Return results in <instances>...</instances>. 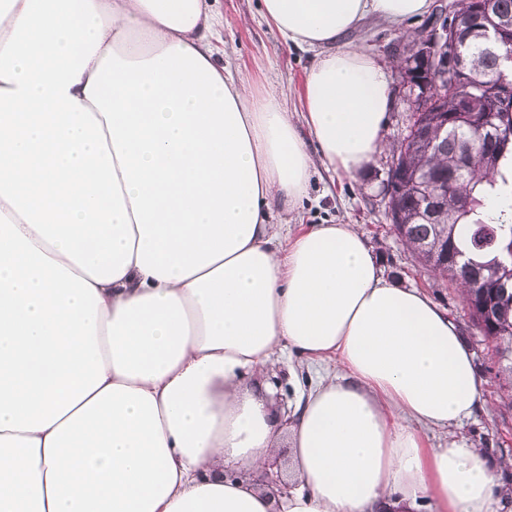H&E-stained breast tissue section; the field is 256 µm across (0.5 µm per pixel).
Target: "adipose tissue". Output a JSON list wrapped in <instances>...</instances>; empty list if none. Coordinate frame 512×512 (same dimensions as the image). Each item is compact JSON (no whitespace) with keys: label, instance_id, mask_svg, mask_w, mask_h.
I'll list each match as a JSON object with an SVG mask.
<instances>
[{"label":"adipose tissue","instance_id":"1","mask_svg":"<svg viewBox=\"0 0 512 512\" xmlns=\"http://www.w3.org/2000/svg\"><path fill=\"white\" fill-rule=\"evenodd\" d=\"M429 5L259 0L314 54L292 112L218 61L210 0H0V512H499L483 451L427 444L486 409L456 325L354 225L288 219L314 157L383 147L348 35ZM289 353L324 372L284 423ZM291 369L288 363L272 364L266 369L261 381L266 384L271 390V400L274 409L282 414L288 416V409L291 403L294 402L293 388L290 384ZM288 460V448L284 444H279L277 448H272L267 456L266 467L264 470L251 474V479L258 487H262L260 484L262 483L265 472L272 471L276 472V478L268 476L265 481L267 484V489L273 494H286L288 490V485L286 483H282L279 478V473L284 468L286 462Z\"/></svg>","mask_w":512,"mask_h":512}]
</instances>
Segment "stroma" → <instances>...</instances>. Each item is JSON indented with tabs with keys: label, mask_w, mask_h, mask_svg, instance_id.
Masks as SVG:
<instances>
[{
	"label": "stroma",
	"mask_w": 512,
	"mask_h": 512,
	"mask_svg": "<svg viewBox=\"0 0 512 512\" xmlns=\"http://www.w3.org/2000/svg\"><path fill=\"white\" fill-rule=\"evenodd\" d=\"M216 7L224 16V26L215 42L219 59L233 72L274 85L282 92L287 109L300 110L310 53L281 43L278 35L259 17L258 0H217ZM426 22V17L422 16L398 29L371 17L352 31L348 40L392 68L397 58L389 52V45L404 42L406 35L416 33ZM389 161L388 152H381L353 177L328 170L322 161H315L309 199L298 217L306 224L356 225L379 257L389 279L423 292L458 326L474 353L477 371L486 380L484 398L488 409L462 427L429 433L428 440L435 448L455 440L488 452L497 464L503 512H512V408L502 404L493 352L471 320L458 289L446 280L425 273L395 235L380 195ZM305 373V365L298 358L289 365L268 366L262 381L269 387L273 407L278 413L287 414L294 401L292 375Z\"/></svg>",
	"instance_id": "35a3bbf8"
}]
</instances>
